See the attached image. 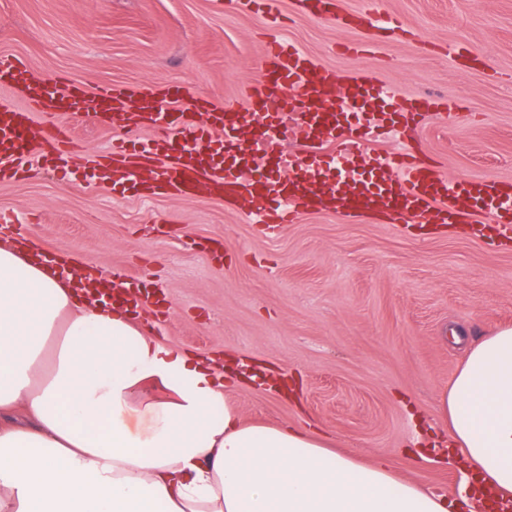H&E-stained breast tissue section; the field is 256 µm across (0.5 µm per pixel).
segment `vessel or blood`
Masks as SVG:
<instances>
[{
	"label": "vessel or blood",
	"mask_w": 512,
	"mask_h": 512,
	"mask_svg": "<svg viewBox=\"0 0 512 512\" xmlns=\"http://www.w3.org/2000/svg\"><path fill=\"white\" fill-rule=\"evenodd\" d=\"M301 5L317 19L338 20L385 38L403 32L400 25L367 13L340 16L336 0H301ZM256 67L260 78L245 101L218 107L189 97L177 83L161 94L148 86L112 84L89 91L69 79L49 85L32 78L23 60L1 55L0 87L19 93L23 104L0 103V141L9 145L0 151V181L18 178L25 170L23 156L36 149L43 165L62 170L72 161L78 141L68 126H34V111L47 108L81 113L96 126L135 120L152 129L150 145L116 141L107 152L85 156L86 167L117 193L136 186L132 158L160 155L164 161L152 169L149 188L238 201L249 221L267 234L293 223L300 213L322 209L349 220L384 214L395 224H497L502 241H512V182L451 180L433 162L415 156L414 132L419 117L432 109L428 101L400 100L380 81L337 78L278 38L266 44ZM291 111L300 116L304 140L333 141L335 152L296 157L284 176L249 174L253 142L267 146L270 164H280L281 117ZM367 115L400 129L401 148L364 153L362 119ZM220 131L225 134L221 140L216 137Z\"/></svg>",
	"instance_id": "obj_1"
}]
</instances>
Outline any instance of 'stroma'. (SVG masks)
I'll use <instances>...</instances> for the list:
<instances>
[{
  "label": "stroma",
  "mask_w": 512,
  "mask_h": 512,
  "mask_svg": "<svg viewBox=\"0 0 512 512\" xmlns=\"http://www.w3.org/2000/svg\"><path fill=\"white\" fill-rule=\"evenodd\" d=\"M338 3L344 14L396 18L409 35L377 40L310 17L299 0H277L280 37L339 76L436 99L417 141L447 178L512 182V0ZM268 34L247 0H0V54L21 58L35 79L61 75L91 89L180 83L217 106L245 100ZM357 41L373 55L340 51ZM426 41L440 52L424 54ZM62 121L93 150L150 137L140 126L34 115L39 126ZM0 211L16 215L42 251L103 273L131 270L159 301L137 321L164 346L236 368L224 396L245 421L311 422L342 451L386 458L402 479L457 497L464 462L414 452L445 445L438 390L467 346L512 326V244L462 224L413 228L322 210L269 237L240 206L117 196L80 170L66 181L35 169L0 183ZM271 369L296 380L301 402L252 377Z\"/></svg>",
  "instance_id": "obj_1"
}]
</instances>
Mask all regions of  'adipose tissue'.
Instances as JSON below:
<instances>
[{
  "label": "adipose tissue",
  "instance_id": "ef3b65f1",
  "mask_svg": "<svg viewBox=\"0 0 512 512\" xmlns=\"http://www.w3.org/2000/svg\"><path fill=\"white\" fill-rule=\"evenodd\" d=\"M36 245H0V512H465L512 501V327L438 392L456 499L309 428L244 423L224 379L123 312L77 301Z\"/></svg>",
  "mask_w": 512,
  "mask_h": 512
}]
</instances>
